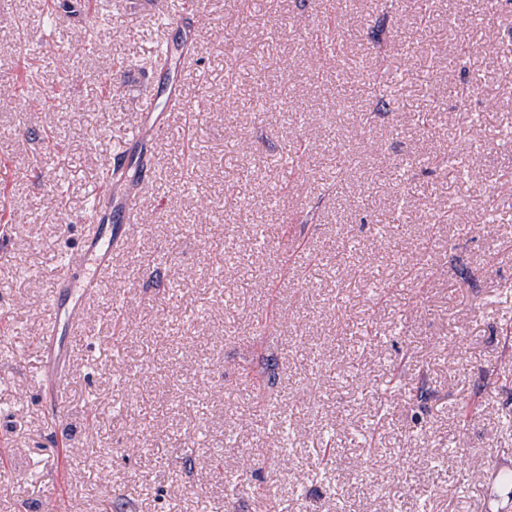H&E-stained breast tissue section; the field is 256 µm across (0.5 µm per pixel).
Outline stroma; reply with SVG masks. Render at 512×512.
<instances>
[{"label": "stroma", "instance_id": "35a3bbf8", "mask_svg": "<svg viewBox=\"0 0 512 512\" xmlns=\"http://www.w3.org/2000/svg\"><path fill=\"white\" fill-rule=\"evenodd\" d=\"M58 2L49 28L0 0V512H512V0H206L181 72L150 63L180 46L177 0H107L105 22ZM176 77L185 112L50 401L57 259L107 165L138 177L129 133Z\"/></svg>", "mask_w": 512, "mask_h": 512}]
</instances>
